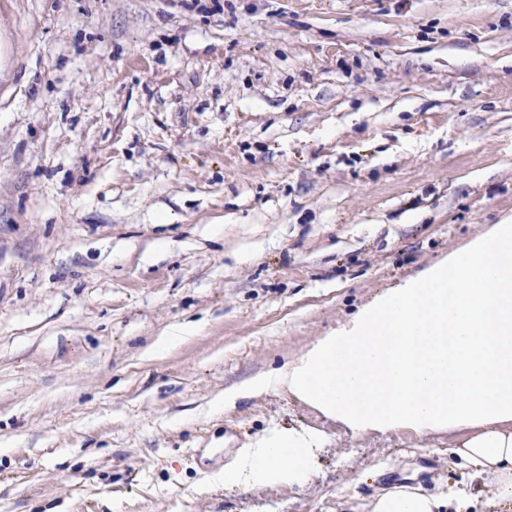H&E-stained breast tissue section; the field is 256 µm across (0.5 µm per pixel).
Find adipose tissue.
I'll use <instances>...</instances> for the list:
<instances>
[{
	"instance_id": "adipose-tissue-1",
	"label": "adipose tissue",
	"mask_w": 512,
	"mask_h": 512,
	"mask_svg": "<svg viewBox=\"0 0 512 512\" xmlns=\"http://www.w3.org/2000/svg\"><path fill=\"white\" fill-rule=\"evenodd\" d=\"M285 390L355 431L460 432L452 454L489 477L491 512H512V225L374 298L273 374L226 389L213 409ZM313 433L270 430L224 468L229 486L303 483ZM466 491L378 494L370 512H471Z\"/></svg>"
}]
</instances>
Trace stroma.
I'll return each mask as SVG.
<instances>
[{"instance_id": "1", "label": "stroma", "mask_w": 512, "mask_h": 512, "mask_svg": "<svg viewBox=\"0 0 512 512\" xmlns=\"http://www.w3.org/2000/svg\"><path fill=\"white\" fill-rule=\"evenodd\" d=\"M512 224V0H0V512H365L454 435L224 389ZM195 336L151 359L178 325ZM305 483L230 487L265 431Z\"/></svg>"}]
</instances>
